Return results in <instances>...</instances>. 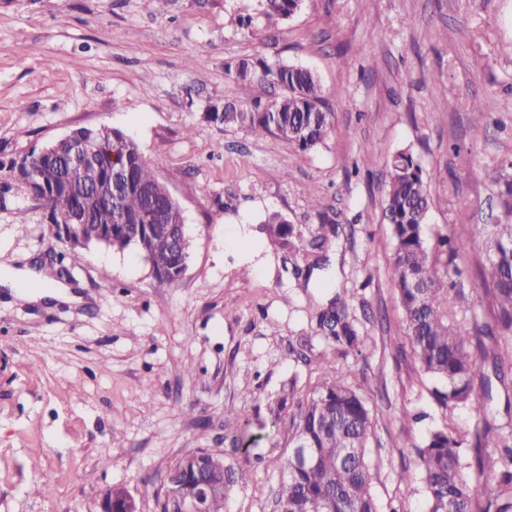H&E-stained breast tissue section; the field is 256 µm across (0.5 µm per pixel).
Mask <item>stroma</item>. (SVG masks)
Returning <instances> with one entry per match:
<instances>
[{
    "mask_svg": "<svg viewBox=\"0 0 512 512\" xmlns=\"http://www.w3.org/2000/svg\"><path fill=\"white\" fill-rule=\"evenodd\" d=\"M259 57L317 72L333 114L323 145L302 153L205 120L249 104L226 67ZM104 126L138 144L181 206L190 259L173 281L132 248L91 245L72 266L37 203L0 186V270L31 263L81 297L32 303L0 287V512H99L111 486L161 512L142 485L162 488L197 448L250 475L225 512H274L288 450L268 399L287 381L305 399L329 361L363 379L380 512H425L421 484L400 472L430 429L468 439L474 422L438 406L405 335L386 161L406 149L422 167L430 238L496 223V180L512 171V0H302L275 29L257 0H0V160ZM272 213L302 248L268 245ZM228 230L239 245H225ZM483 255V239L468 242L454 313L469 326L491 318L471 273ZM340 283L360 354L317 328ZM474 391L488 443L512 434V387Z\"/></svg>",
    "mask_w": 512,
    "mask_h": 512,
    "instance_id": "1",
    "label": "stroma"
}]
</instances>
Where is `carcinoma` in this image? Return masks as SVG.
<instances>
[{"instance_id":"1","label":"carcinoma","mask_w":512,"mask_h":512,"mask_svg":"<svg viewBox=\"0 0 512 512\" xmlns=\"http://www.w3.org/2000/svg\"><path fill=\"white\" fill-rule=\"evenodd\" d=\"M300 8L299 0H259V14L269 25L288 19ZM241 81L263 91L279 93L267 99L256 95L250 107L233 104L216 107L205 118L226 127H240L258 137L275 136L308 152L324 143L332 125L318 75L302 66L264 59L242 60L236 69ZM96 164L89 166V187L109 172L110 151L119 146L122 168L130 187L120 199L126 220L111 224V213L99 202L90 203L91 192L74 190L59 183L34 195L39 207L55 221L67 220L80 211L87 223L112 226V249L135 248L151 261L160 280L173 281L187 267L191 244L181 230L175 245L155 233L158 224L184 220L181 207L166 197L138 145L119 129H103ZM503 215L512 217V181H505L497 195ZM429 192L423 170L414 157L401 151L389 161L385 191V217L390 224L393 257L390 275L403 311L406 337L421 369L438 380L441 387L433 397L441 407H465L476 422L471 455L462 452L464 439L449 427L427 432L416 446V468L401 479L419 481L426 497L427 512H512V439L504 437L490 450L482 445L483 430L489 427L487 405L474 394V381L490 385L491 378L505 383L512 376V223L462 224L452 236H441L432 246L427 235ZM272 245L296 247L301 235L280 216L262 225ZM480 233L486 242V263L478 266L477 285L491 303L492 322L472 336L450 320L452 296L448 288V264L455 261L465 242ZM352 295L341 285L327 307L317 313V326L326 343L362 351L364 337L348 316ZM491 360L492 374L484 372L483 361ZM294 384H285L268 401L273 436L288 448L277 490L281 512H379L372 493L369 458L370 409L356 385L352 370L325 368L305 402L292 416L288 430L280 423L293 405ZM307 448L309 464L298 462L297 451ZM480 478L494 476V493L479 503L463 470ZM176 479L188 490L198 479L208 487L207 512H224L228 489L245 484L249 475L224 464L204 450L174 464Z\"/></svg>"}]
</instances>
